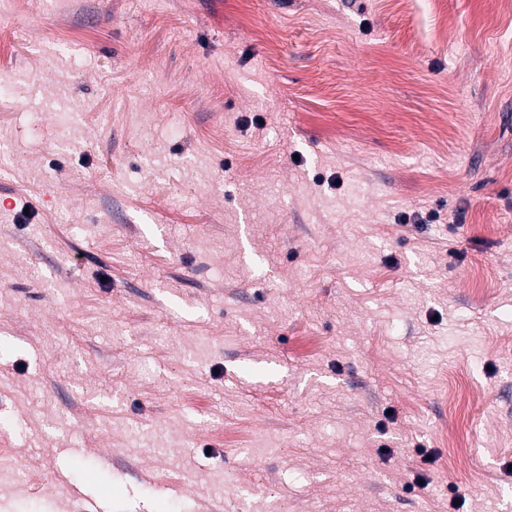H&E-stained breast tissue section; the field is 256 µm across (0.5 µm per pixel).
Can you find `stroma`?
<instances>
[{
	"label": "stroma",
	"instance_id": "35a3bbf8",
	"mask_svg": "<svg viewBox=\"0 0 512 512\" xmlns=\"http://www.w3.org/2000/svg\"><path fill=\"white\" fill-rule=\"evenodd\" d=\"M1 29L0 512H512V10Z\"/></svg>",
	"mask_w": 512,
	"mask_h": 512
}]
</instances>
